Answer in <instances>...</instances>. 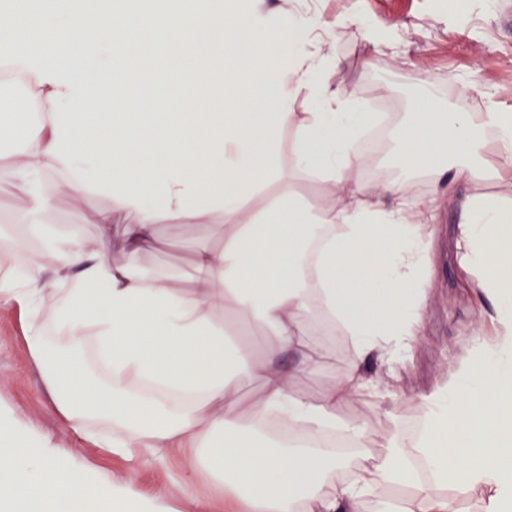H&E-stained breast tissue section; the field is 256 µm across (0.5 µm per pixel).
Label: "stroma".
Returning <instances> with one entry per match:
<instances>
[{"mask_svg":"<svg viewBox=\"0 0 512 512\" xmlns=\"http://www.w3.org/2000/svg\"><path fill=\"white\" fill-rule=\"evenodd\" d=\"M485 0H302L333 24L329 51L337 61L327 81L339 91L369 95L388 103L396 113L409 111L428 84H436L444 103L469 101L468 109L482 111L485 100L512 113V0H497L495 11L484 8ZM397 31L395 48L375 47L365 41L353 17ZM357 173L372 183L384 182L396 174L386 135L361 140L353 159ZM299 199L311 211L340 208L346 196L322 177L300 175L292 183ZM410 192L420 200L452 194L448 205L433 217L435 229L426 273L428 298L422 314L421 334L411 360L395 374H388L375 361H366L365 374L373 378L378 394L360 392L341 407L346 419L365 421L372 443L387 441L395 430L421 418L415 398L431 390L453 370L465 352L470 336L489 332L490 301L474 284L464 280L455 247L456 226L461 203L470 194L512 199V181L494 178L455 185L435 182L426 175L409 180ZM107 201L96 194L80 198L55 199L46 224L48 235L80 228L95 235V217ZM159 250L142 256V266L171 274L189 271L191 249L221 242L220 231L205 224L163 222L158 227ZM26 314L15 303L0 296V404L22 428L50 436L72 464L95 476L115 481L132 480L141 496L167 493L176 512H190L194 500L212 501L220 512H232L231 493L214 485L204 475L189 476L187 449L176 448L155 454L145 448L124 453L93 444L76 433L58 411L48 394L42 372L34 362L24 336ZM334 354L317 373L301 377L299 391L317 395L330 380L345 372L353 358L351 346L342 333H327ZM394 395L399 407L396 423L378 417L382 396Z\"/></svg>","mask_w":512,"mask_h":512,"instance_id":"35a3bbf8","label":"stroma"}]
</instances>
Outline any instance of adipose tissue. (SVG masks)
I'll return each instance as SVG.
<instances>
[{
    "label": "adipose tissue",
    "mask_w": 512,
    "mask_h": 512,
    "mask_svg": "<svg viewBox=\"0 0 512 512\" xmlns=\"http://www.w3.org/2000/svg\"><path fill=\"white\" fill-rule=\"evenodd\" d=\"M0 15V50L21 64L40 107L8 121L25 137L0 181H49L45 208L57 196L108 199L94 239L72 233L40 250L30 230L0 234L29 311V351L75 429L109 423L121 432L117 451L193 447L189 471L236 487V512H360L382 486L410 494L375 498L377 512H450L448 488L479 491L480 512H512V203L497 196L469 197L456 240L463 269L492 302V333L471 336L448 382L417 396V441L392 439L376 465L335 477L344 462L326 446L329 432L359 447L367 439L365 421L338 417L347 395L372 385L362 362L393 368L412 352L434 229L432 206L404 181L355 174L367 115L325 78L334 59L321 50L319 12L301 0H0ZM301 88L315 110L290 146L295 170L326 175L350 201L314 214L285 192L253 210L252 197L282 177L278 129L294 120ZM388 133L403 171L452 184L476 177L493 140L503 157L496 175L512 179V113L496 106L455 114L431 103ZM119 214L132 218L130 262L115 269L101 254ZM164 219L224 229L222 245L194 252L192 284L137 263ZM232 311L266 332L264 353L230 339ZM316 316L348 329L354 360L314 398L295 380L330 355L309 341ZM87 350L102 379L75 364ZM286 352L299 355L298 372L282 368ZM250 383L258 393L247 403ZM418 457L430 482L412 465ZM65 504L174 512L165 497L69 463L0 409V512Z\"/></svg>",
    "instance_id": "adipose-tissue-1"
}]
</instances>
